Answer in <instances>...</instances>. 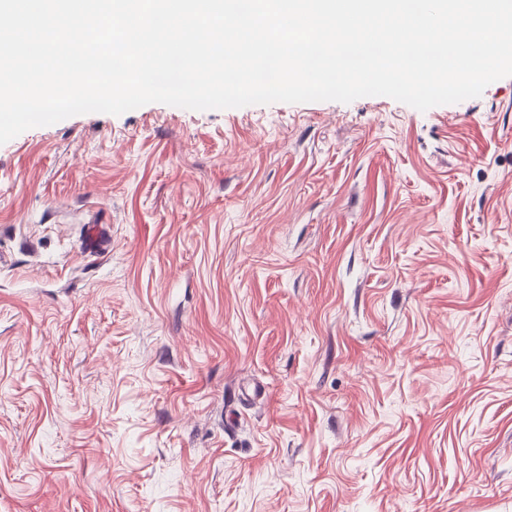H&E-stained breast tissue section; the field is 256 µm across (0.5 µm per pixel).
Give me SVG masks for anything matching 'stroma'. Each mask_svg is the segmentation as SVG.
Returning a JSON list of instances; mask_svg holds the SVG:
<instances>
[{
  "label": "stroma",
  "instance_id": "obj_1",
  "mask_svg": "<svg viewBox=\"0 0 512 512\" xmlns=\"http://www.w3.org/2000/svg\"><path fill=\"white\" fill-rule=\"evenodd\" d=\"M0 512H512V76L0 145Z\"/></svg>",
  "mask_w": 512,
  "mask_h": 512
}]
</instances>
